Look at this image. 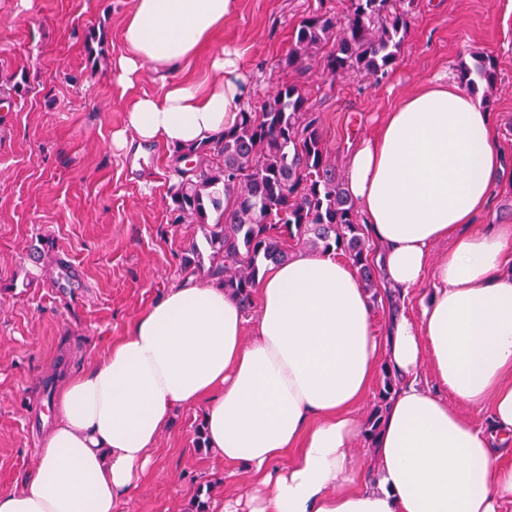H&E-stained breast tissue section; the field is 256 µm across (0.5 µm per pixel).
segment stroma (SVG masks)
<instances>
[{
  "label": "stroma",
  "instance_id": "stroma-1",
  "mask_svg": "<svg viewBox=\"0 0 512 512\" xmlns=\"http://www.w3.org/2000/svg\"><path fill=\"white\" fill-rule=\"evenodd\" d=\"M318 0H239L234 16L180 74L211 80L210 55L243 49L249 107L282 82L297 84L321 118L337 169L372 136L385 112L461 60L497 62L487 105L504 157L493 203L477 227L512 225V0H413L397 63L387 73L351 71L333 79L321 66L300 74L284 60L299 23ZM134 0H0V489L17 487L36 465L52 423L45 380L101 360L111 341L170 286L185 278L189 243L205 247L197 225L173 224L172 150L146 148L145 166L112 149L126 110L112 85L122 29ZM81 287L61 283L66 265ZM202 408L181 409L151 452L139 486L116 512H187L200 486L211 502L240 495L243 468L196 445Z\"/></svg>",
  "mask_w": 512,
  "mask_h": 512
}]
</instances>
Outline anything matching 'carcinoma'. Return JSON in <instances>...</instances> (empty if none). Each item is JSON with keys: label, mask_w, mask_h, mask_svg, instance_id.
I'll return each instance as SVG.
<instances>
[{"label": "carcinoma", "mask_w": 512, "mask_h": 512, "mask_svg": "<svg viewBox=\"0 0 512 512\" xmlns=\"http://www.w3.org/2000/svg\"><path fill=\"white\" fill-rule=\"evenodd\" d=\"M405 0H347L345 21L319 8L301 21L285 59L287 68L306 72L318 60L335 78L350 70L383 73L399 58L409 23ZM462 85L489 101L497 71L493 56L479 54L475 63L460 61ZM171 223L195 224L211 250L208 279H217L243 309L252 308L259 269L288 260L296 246L313 252L333 247L358 269L366 292L378 295L371 245L358 222V206L344 176L331 160L320 128V115L295 84L283 82L260 106L240 112L236 126L210 142L176 150ZM236 196L231 210L224 194ZM381 405L371 416L374 433L387 397L396 386L384 374Z\"/></svg>", "instance_id": "carcinoma-1"}]
</instances>
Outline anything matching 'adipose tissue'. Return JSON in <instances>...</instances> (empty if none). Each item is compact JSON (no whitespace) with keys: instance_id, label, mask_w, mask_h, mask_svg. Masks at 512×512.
Masks as SVG:
<instances>
[{"instance_id":"obj_1","label":"adipose tissue","mask_w":512,"mask_h":512,"mask_svg":"<svg viewBox=\"0 0 512 512\" xmlns=\"http://www.w3.org/2000/svg\"><path fill=\"white\" fill-rule=\"evenodd\" d=\"M238 0H135L112 79L178 70ZM225 48L204 85L169 83L127 107L131 143L185 149L234 127L250 85ZM503 158L490 112L458 82L423 84L361 140L346 187L397 309L376 327L340 252H293L260 277L247 322L222 286L184 281L107 355L60 386L40 461L0 512H114L136 487L174 409L203 406L206 442L250 477L247 512H503L512 505V227L470 225ZM451 244L432 262L434 246ZM424 289L418 316L402 303ZM399 379L373 453L352 447L380 364ZM430 370L436 390L424 388ZM489 408L490 427L473 409Z\"/></svg>"}]
</instances>
